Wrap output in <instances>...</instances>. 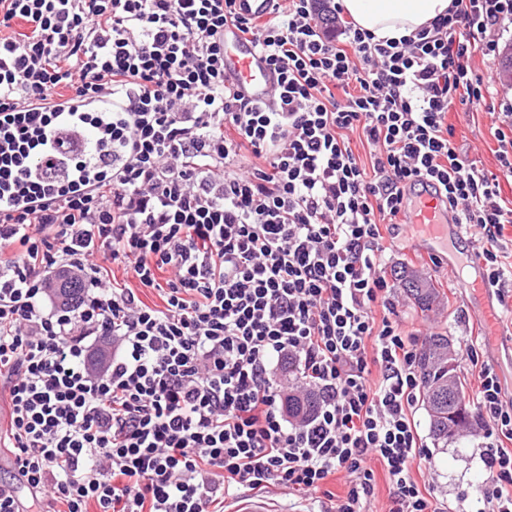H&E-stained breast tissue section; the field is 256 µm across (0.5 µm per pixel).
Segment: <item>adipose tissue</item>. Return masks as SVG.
<instances>
[{"mask_svg": "<svg viewBox=\"0 0 512 512\" xmlns=\"http://www.w3.org/2000/svg\"><path fill=\"white\" fill-rule=\"evenodd\" d=\"M345 13L376 40L410 36L447 12L451 0H341Z\"/></svg>", "mask_w": 512, "mask_h": 512, "instance_id": "obj_1", "label": "adipose tissue"}]
</instances>
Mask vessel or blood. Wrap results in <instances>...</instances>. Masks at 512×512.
<instances>
[{
  "mask_svg": "<svg viewBox=\"0 0 512 512\" xmlns=\"http://www.w3.org/2000/svg\"><path fill=\"white\" fill-rule=\"evenodd\" d=\"M224 67L236 78L246 95L259 102L271 101L275 82L264 57L232 29L224 32ZM408 226L415 229L422 252L450 259L449 248L463 239L455 213L448 211L434 189L417 191L406 209ZM464 295L473 314L483 323L487 336L500 334L498 296L482 279L463 281Z\"/></svg>",
  "mask_w": 512,
  "mask_h": 512,
  "instance_id": "1",
  "label": "vessel or blood"
}]
</instances>
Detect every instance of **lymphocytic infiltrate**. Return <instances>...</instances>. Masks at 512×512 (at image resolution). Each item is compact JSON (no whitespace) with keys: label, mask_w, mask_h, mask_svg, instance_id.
I'll use <instances>...</instances> for the list:
<instances>
[{"label":"lymphocytic infiltrate","mask_w":512,"mask_h":512,"mask_svg":"<svg viewBox=\"0 0 512 512\" xmlns=\"http://www.w3.org/2000/svg\"><path fill=\"white\" fill-rule=\"evenodd\" d=\"M235 4L0 0L17 479L0 512H224L272 486L304 512H371L378 465L389 512H448L415 476L420 336L396 312L385 232L409 186L435 183L512 315V105L471 65L497 56L512 0H453L386 43L341 0H272L262 23ZM230 26L264 56L272 102L225 76ZM455 108L493 115L497 171L456 145ZM61 276L75 304H50ZM283 368L318 394L309 416L289 414ZM476 412V512H512V401L487 368ZM338 474L341 496L323 489Z\"/></svg>","instance_id":"lymphocytic-infiltrate-1"}]
</instances>
